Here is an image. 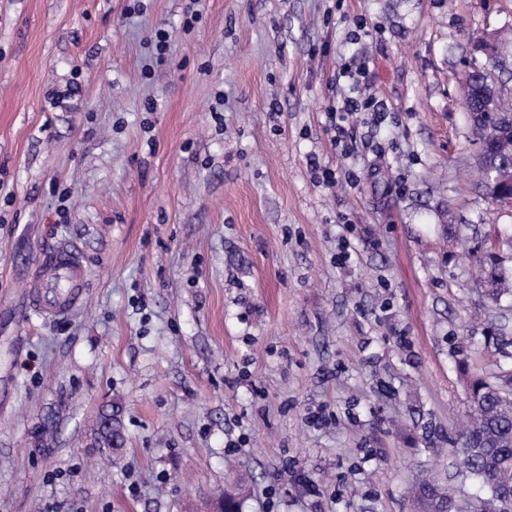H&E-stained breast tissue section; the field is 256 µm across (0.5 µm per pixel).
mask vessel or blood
<instances>
[{
	"label": "vessel or blood",
	"mask_w": 512,
	"mask_h": 512,
	"mask_svg": "<svg viewBox=\"0 0 512 512\" xmlns=\"http://www.w3.org/2000/svg\"><path fill=\"white\" fill-rule=\"evenodd\" d=\"M29 307L43 317L71 312L83 299L85 269L76 248L62 243L40 252L35 262Z\"/></svg>",
	"instance_id": "b4317fda"
}]
</instances>
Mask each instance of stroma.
<instances>
[{
    "label": "stroma",
    "instance_id": "1",
    "mask_svg": "<svg viewBox=\"0 0 512 512\" xmlns=\"http://www.w3.org/2000/svg\"><path fill=\"white\" fill-rule=\"evenodd\" d=\"M493 30L512 0H0V512H214L240 478L241 512H410L435 475L476 512L446 436L457 358L504 361L478 259L512 207L461 83ZM345 66L385 108L347 156ZM61 241L83 301L27 313ZM356 96H347L344 98L342 106L336 107V122L333 125L332 131L334 135H332V143L336 147H341L344 154L351 152V146L348 144L349 135L343 124L345 122L346 116L350 114H354L356 112H367L372 110L375 112L374 104L372 99L369 97L364 98L359 94V90L357 91ZM338 112H344L339 113ZM507 171L511 172V167L502 165L499 175L489 178L487 182L489 188L485 195L487 198H491L492 200L503 204L512 203V194L510 196L506 192V188L512 185V179L510 181V173ZM117 412H103L99 418L98 438L107 448H121L124 442Z\"/></svg>",
    "mask_w": 512,
    "mask_h": 512
}]
</instances>
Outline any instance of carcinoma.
<instances>
[{"label": "carcinoma", "instance_id": "1", "mask_svg": "<svg viewBox=\"0 0 512 512\" xmlns=\"http://www.w3.org/2000/svg\"><path fill=\"white\" fill-rule=\"evenodd\" d=\"M471 128L484 142L488 127L496 119L484 112L480 104L471 106ZM485 273L483 285L488 296L498 301L512 292V266L505 265L498 254H486L480 260ZM459 369L467 375L471 403L470 424L449 439L456 449L455 467L458 474L470 479L493 497L512 493V369L488 376L470 371L469 358L458 361ZM98 438L108 448H120L124 438L117 412H104L98 422ZM450 503L443 482L434 477L412 491L414 512H429L433 502Z\"/></svg>", "mask_w": 512, "mask_h": 512}]
</instances>
